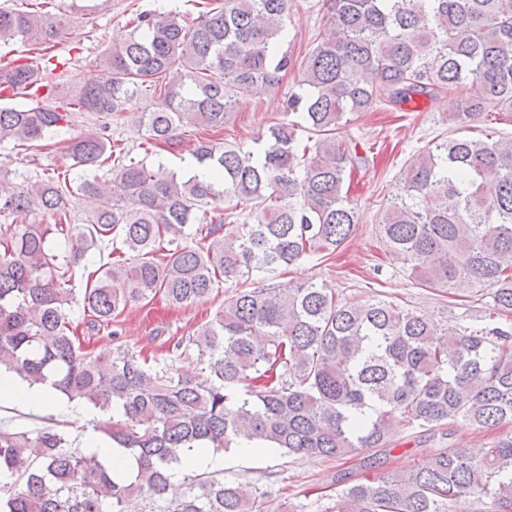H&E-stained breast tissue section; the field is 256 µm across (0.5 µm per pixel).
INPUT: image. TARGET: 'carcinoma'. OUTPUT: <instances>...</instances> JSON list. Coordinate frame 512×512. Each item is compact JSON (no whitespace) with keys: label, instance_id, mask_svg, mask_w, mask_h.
I'll return each instance as SVG.
<instances>
[{"label":"carcinoma","instance_id":"1","mask_svg":"<svg viewBox=\"0 0 512 512\" xmlns=\"http://www.w3.org/2000/svg\"><path fill=\"white\" fill-rule=\"evenodd\" d=\"M197 17L139 12L128 38L101 59L105 81L80 78L66 62L0 60V145L34 143L91 112L102 123L65 147L78 167L117 161L116 190L94 181V213L70 223L73 187L52 177L0 195V216L38 211L55 224L0 223V369L48 384L107 415L99 431L133 460L116 477L97 454L71 447L48 426L31 436L0 430V512H261L263 493L198 474L181 455L227 451L240 439L290 456L351 459L378 468L407 422L442 439L461 425L494 432L479 448L438 447L404 474L337 479L323 512H512V138L446 137L414 156L377 235L408 278L434 288L478 285L456 319L378 299L358 305L319 285L273 282L282 270L336 251L358 224L344 182L354 164L336 140L348 115L434 99L462 89L449 121L468 128L493 110L512 123V0H331L328 27L286 100L294 120H276L244 150L217 138L239 95L279 87L294 65L285 48L289 0H187ZM54 12L0 6V45L60 37L70 23ZM59 71L44 83L43 66ZM80 80L70 101L58 88ZM142 94L155 109L138 116L153 147L201 135L193 157L214 173L203 183L163 163L116 156L111 122ZM315 135L303 143L299 132ZM251 212L237 222L225 199ZM75 237L58 265L48 236ZM110 261L83 294L93 321L111 325L130 304L161 292L180 307L207 298L219 278L242 285L178 357H195L200 377L152 366L119 345L94 356L68 321L70 267L103 238ZM195 240L181 245L178 240ZM171 246L157 257L163 245ZM181 474L183 493L167 498ZM144 502L138 508V502Z\"/></svg>","mask_w":512,"mask_h":512}]
</instances>
